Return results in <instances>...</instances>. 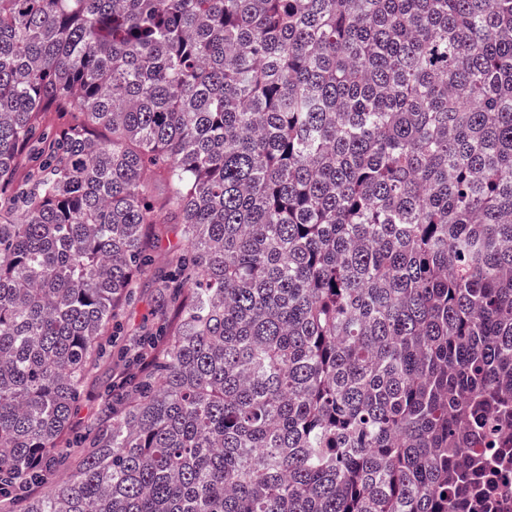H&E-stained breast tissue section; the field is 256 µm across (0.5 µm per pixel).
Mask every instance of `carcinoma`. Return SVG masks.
Instances as JSON below:
<instances>
[{"label": "carcinoma", "mask_w": 512, "mask_h": 512, "mask_svg": "<svg viewBox=\"0 0 512 512\" xmlns=\"http://www.w3.org/2000/svg\"><path fill=\"white\" fill-rule=\"evenodd\" d=\"M507 429L512 0H0V512H497ZM163 225L159 240H155L150 250V271L137 281L131 301L114 328V336L107 339L103 354L94 364L64 446L76 447L79 440H89L95 435L106 408L120 403L124 389L112 392V386L119 382L118 375L126 372L128 381L137 375L144 377L146 371L140 369L142 362H136V356L150 352L149 344L154 338H166L168 317L164 312L169 307L164 288L160 287L163 278L174 268L178 225ZM157 275H162V279Z\"/></svg>", "instance_id": "1"}]
</instances>
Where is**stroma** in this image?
Here are the masks:
<instances>
[{
	"instance_id": "obj_1",
	"label": "stroma",
	"mask_w": 512,
	"mask_h": 512,
	"mask_svg": "<svg viewBox=\"0 0 512 512\" xmlns=\"http://www.w3.org/2000/svg\"><path fill=\"white\" fill-rule=\"evenodd\" d=\"M177 242V225H164L158 241L150 250V270L137 281L131 301L120 316L113 336L107 339L104 352L96 360L84 387L82 401L66 436V447L61 451L62 465L71 468L77 465L78 459L74 452L76 442L92 438L106 408L121 400L120 395L112 390L119 374L124 373L131 378L140 375L137 355L148 351L154 338L164 335L167 300L161 278L170 274L174 268Z\"/></svg>"
}]
</instances>
